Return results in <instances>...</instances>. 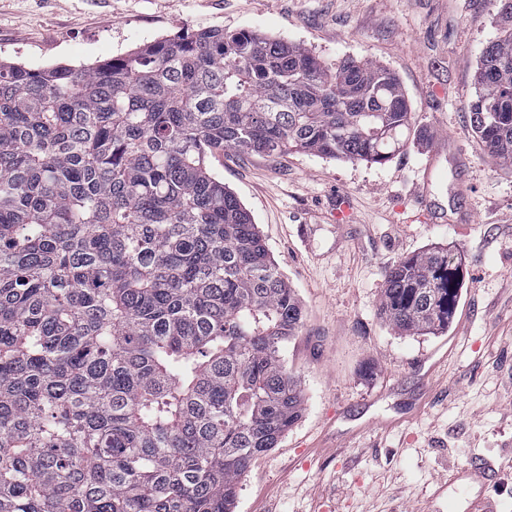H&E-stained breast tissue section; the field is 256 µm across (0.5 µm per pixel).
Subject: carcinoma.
<instances>
[{
    "label": "carcinoma",
    "instance_id": "obj_1",
    "mask_svg": "<svg viewBox=\"0 0 512 512\" xmlns=\"http://www.w3.org/2000/svg\"><path fill=\"white\" fill-rule=\"evenodd\" d=\"M472 133L512 170V0ZM412 112L397 75L201 29L93 66L0 63V512H233L301 418L282 349L302 306L208 158L382 163ZM448 249L385 272L400 335L448 329Z\"/></svg>",
    "mask_w": 512,
    "mask_h": 512
}]
</instances>
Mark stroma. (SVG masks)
Returning a JSON list of instances; mask_svg holds the SVG:
<instances>
[{
	"label": "stroma",
	"mask_w": 512,
	"mask_h": 512,
	"mask_svg": "<svg viewBox=\"0 0 512 512\" xmlns=\"http://www.w3.org/2000/svg\"><path fill=\"white\" fill-rule=\"evenodd\" d=\"M496 0H0V61L88 65L177 34L255 30L399 77L411 133L383 163L227 151L209 165L251 212L303 306L282 356L304 410L251 465L234 512H512V171L467 105ZM468 155L455 170L443 143ZM444 246L464 266L454 322L399 335L386 270ZM482 480L459 478L461 470Z\"/></svg>",
	"instance_id": "1"
}]
</instances>
